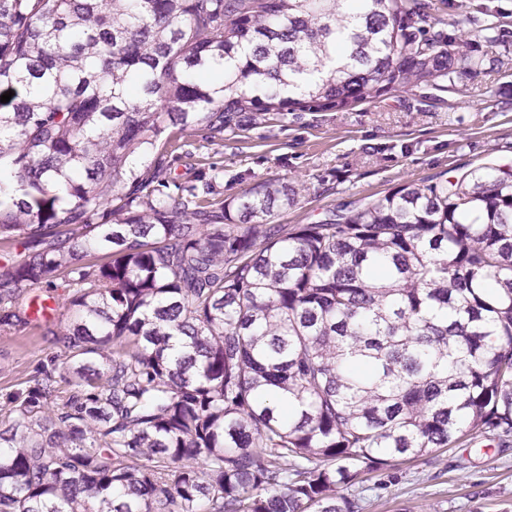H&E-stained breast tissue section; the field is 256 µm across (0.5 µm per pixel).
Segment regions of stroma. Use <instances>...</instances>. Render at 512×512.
Segmentation results:
<instances>
[{
	"mask_svg": "<svg viewBox=\"0 0 512 512\" xmlns=\"http://www.w3.org/2000/svg\"><path fill=\"white\" fill-rule=\"evenodd\" d=\"M434 3L449 34L460 14L503 16V43L475 50L503 56L504 66L424 96L398 91L348 112L275 114L214 138L169 127L161 151L168 182L208 189L220 200L262 181H294L298 201L276 218L293 225L362 207L409 182L512 167V0ZM45 328L31 320L0 331V413L41 373L51 374L54 390H68L65 350L46 340ZM352 491L363 512H512V447L476 436L369 473Z\"/></svg>",
	"mask_w": 512,
	"mask_h": 512,
	"instance_id": "35a3bbf8",
	"label": "stroma"
}]
</instances>
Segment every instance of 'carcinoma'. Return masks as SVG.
Wrapping results in <instances>:
<instances>
[{"label": "carcinoma", "mask_w": 512, "mask_h": 512, "mask_svg": "<svg viewBox=\"0 0 512 512\" xmlns=\"http://www.w3.org/2000/svg\"><path fill=\"white\" fill-rule=\"evenodd\" d=\"M0 0V330L79 285L0 418V512H362L338 489L476 434L512 445V169L266 225L289 181L223 201L140 170L169 126L347 112L446 83L428 0ZM75 288H79V286L73 284L68 278L55 279L50 285H44L42 288H37L27 294L24 299L20 301V308L22 310H27L30 299L33 300L32 303L52 300L57 306L53 320H57V318L61 316V313L66 310L65 306L69 298L72 296Z\"/></svg>", "instance_id": "cac0c4a2"}]
</instances>
